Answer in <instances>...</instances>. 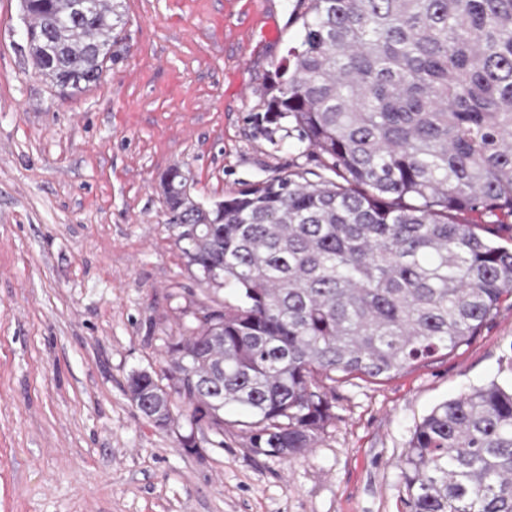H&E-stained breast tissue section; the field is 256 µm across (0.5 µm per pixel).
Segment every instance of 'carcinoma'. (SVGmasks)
Listing matches in <instances>:
<instances>
[{
	"mask_svg": "<svg viewBox=\"0 0 512 512\" xmlns=\"http://www.w3.org/2000/svg\"><path fill=\"white\" fill-rule=\"evenodd\" d=\"M121 0H22L36 71L64 94L97 85ZM298 39L266 83L268 139L288 131L341 181L274 173L209 207L163 178L200 280L234 290L171 341L190 422L290 458L335 417L336 374L391 377L467 345L512 296V247L478 217H512V0H298ZM474 217L461 223L457 215ZM127 393L175 405L148 371ZM406 512H512V385L436 405L401 468Z\"/></svg>",
	"mask_w": 512,
	"mask_h": 512,
	"instance_id": "1",
	"label": "carcinoma"
}]
</instances>
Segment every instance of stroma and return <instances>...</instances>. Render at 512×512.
I'll use <instances>...</instances> for the list:
<instances>
[{
    "label": "stroma",
    "instance_id": "1",
    "mask_svg": "<svg viewBox=\"0 0 512 512\" xmlns=\"http://www.w3.org/2000/svg\"><path fill=\"white\" fill-rule=\"evenodd\" d=\"M297 0H125L96 86L38 76L0 0V512H404L400 460L438 403L512 382V298L467 345L399 374H337L333 423L293 458L240 426L155 427L131 402L171 337L228 289L200 282L160 181L204 205L317 163L249 122L298 37ZM194 436L195 451L181 440Z\"/></svg>",
    "mask_w": 512,
    "mask_h": 512
}]
</instances>
